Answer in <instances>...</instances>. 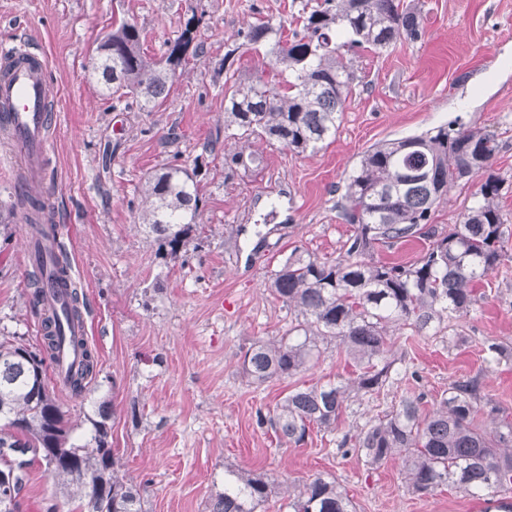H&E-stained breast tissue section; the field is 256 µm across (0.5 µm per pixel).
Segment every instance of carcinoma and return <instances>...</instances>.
Here are the masks:
<instances>
[{
    "instance_id": "1",
    "label": "carcinoma",
    "mask_w": 512,
    "mask_h": 512,
    "mask_svg": "<svg viewBox=\"0 0 512 512\" xmlns=\"http://www.w3.org/2000/svg\"><path fill=\"white\" fill-rule=\"evenodd\" d=\"M192 17L180 34L167 41L159 61L146 56L136 24L121 21L112 29V44L96 48L93 70L117 101L132 99L141 111L154 108L188 58L203 53ZM423 17L404 0H320L303 16L300 29L288 30L282 19L250 24L243 33L253 50L269 59L274 79L259 76L246 85L230 82L224 93V128L245 140L260 138L304 152L336 133V120L353 94L350 52L382 49L405 37L422 36ZM499 151L496 134L467 129L452 122L433 132L378 143L363 155L348 177L343 198L345 220L356 225L343 256L334 261L292 255L274 270L268 288L295 315L288 335L257 341L245 353L243 376L253 384L285 379L309 368L321 345L339 340L355 367L346 381L297 388L288 393L273 415L257 413L258 423H271L286 441H304L310 427L336 428L351 394L379 391L391 379L387 357L391 320L417 332L437 329L467 315L475 301V284L504 260L507 247L499 205L502 179L492 169ZM196 168L171 165L146 181L142 224L158 245V256L175 259L197 231L200 208ZM482 173L479 199L436 237L427 227L436 204L448 190ZM37 241L55 235L56 225L42 221L49 205L25 192ZM426 236L428 251L407 265L366 259L377 244H394ZM56 284L63 289L61 308L44 306V264L32 258L29 303L43 311L42 336L35 347L20 336L0 338V478L12 488L10 509L17 512L24 488L28 454L55 461L47 473L68 500L85 502L86 512H143L139 490L122 470L109 440L108 415L87 418L89 440L73 441L77 425L50 391L46 368L62 344L84 350V363L72 376L69 392L83 396L96 377L98 355L64 328L86 309L81 286L66 277L67 255L52 254ZM490 362H512V346L486 341ZM484 410L478 379L456 381L448 396L429 415L418 400L405 398L382 418L366 424L338 444L343 454L354 451L373 465L400 455L405 481L414 493L448 486L486 499L499 512H512L501 493L512 489V422L490 432L477 419ZM269 494V483L252 471L229 470L224 493L211 512H255ZM288 512H353L347 494L334 479L315 477L288 497Z\"/></svg>"
}]
</instances>
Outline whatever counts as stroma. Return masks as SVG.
<instances>
[{
  "instance_id": "1",
  "label": "stroma",
  "mask_w": 512,
  "mask_h": 512,
  "mask_svg": "<svg viewBox=\"0 0 512 512\" xmlns=\"http://www.w3.org/2000/svg\"><path fill=\"white\" fill-rule=\"evenodd\" d=\"M305 0H0V48L18 39L45 51L59 90L48 154L50 176L38 190L54 212L74 276L84 286L89 343L97 375L83 398L57 391L76 437L89 438L87 415L110 412V440L141 494L144 512H209L224 473L264 474L271 493L257 512H288L290 491L317 476L335 479L354 512H486L462 490L411 492L394 458L368 464L336 444L368 421L419 398L435 410L451 381L478 377L492 430L512 421V366L490 367L484 341L512 345V258L477 285L469 313L449 327L415 332L397 322L389 345L397 373L379 393L354 396L335 431L311 429L282 440L258 413H272L288 392L344 381L352 369L335 345L291 378L251 384L240 371L255 342L287 335L295 317L267 289L292 252L333 261L355 233L339 208L345 179L371 145L425 133L461 119L493 131L492 167L503 181L500 206L512 236V0H413L421 38L400 39L354 58V95L321 148L297 153L256 140L261 164L226 167L243 140L224 130L226 74L272 78L252 52L223 65L248 24L298 14ZM203 57L177 71L153 111L114 106L92 70L95 48L115 21L135 23L149 57H160L191 15ZM181 138L164 146L169 130ZM201 159L199 228L179 257L163 262L140 220L149 175ZM482 174L453 187L431 225L446 233L473 205ZM25 224L0 233V329L37 344L41 319L28 303ZM68 505L39 463L26 472L19 512Z\"/></svg>"
}]
</instances>
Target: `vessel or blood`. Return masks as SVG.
Wrapping results in <instances>:
<instances>
[{
    "instance_id": "obj_1",
    "label": "vessel or blood",
    "mask_w": 512,
    "mask_h": 512,
    "mask_svg": "<svg viewBox=\"0 0 512 512\" xmlns=\"http://www.w3.org/2000/svg\"><path fill=\"white\" fill-rule=\"evenodd\" d=\"M58 96L42 50L23 41L0 53V138L17 149L19 172L32 182L48 176L44 160Z\"/></svg>"
}]
</instances>
